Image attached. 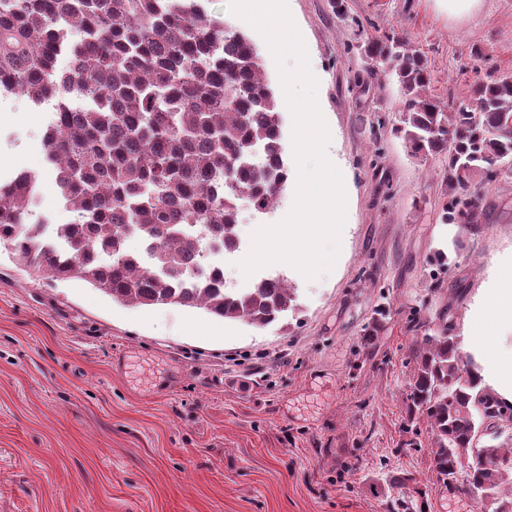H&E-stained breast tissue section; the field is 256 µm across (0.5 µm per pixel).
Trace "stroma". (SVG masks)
<instances>
[{"instance_id":"obj_1","label":"stroma","mask_w":512,"mask_h":512,"mask_svg":"<svg viewBox=\"0 0 512 512\" xmlns=\"http://www.w3.org/2000/svg\"><path fill=\"white\" fill-rule=\"evenodd\" d=\"M319 80L328 155L348 179L342 249L296 307L258 329L177 305L131 307L81 280H34L0 247V512H496L449 496L425 419L406 393L421 317L448 310L467 362L468 321L512 263V183L487 187L480 233L440 220L447 164L409 155L395 82L368 85L362 43L406 35L432 92L468 103L477 79L512 74V0L449 15L439 0H288ZM248 34L274 93L265 41ZM49 104L0 95V175L44 167ZM136 351L126 374L110 358Z\"/></svg>"}]
</instances>
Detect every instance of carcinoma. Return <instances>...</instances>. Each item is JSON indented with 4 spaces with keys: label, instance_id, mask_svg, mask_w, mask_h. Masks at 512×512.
<instances>
[{
    "label": "carcinoma",
    "instance_id": "carcinoma-1",
    "mask_svg": "<svg viewBox=\"0 0 512 512\" xmlns=\"http://www.w3.org/2000/svg\"><path fill=\"white\" fill-rule=\"evenodd\" d=\"M361 50L372 80L399 86L394 133L407 151L448 160L443 221L482 223L485 186L512 178L501 168L512 162V74L475 82L472 104L450 108L405 36L367 39ZM1 91L53 106L41 146L63 207L78 216L54 227L62 250L43 248L32 220L42 173L0 179V246L35 279L82 280L125 306L176 304L257 328L294 309L282 278L241 293L194 269L202 242L236 248L240 203L269 213L288 181L261 58L202 0H0ZM129 227L147 266L126 248ZM447 316L413 353L410 414L430 425L442 479L463 473L466 493L486 484L499 494L512 489V455L473 440L512 423V404L464 363Z\"/></svg>",
    "mask_w": 512,
    "mask_h": 512
}]
</instances>
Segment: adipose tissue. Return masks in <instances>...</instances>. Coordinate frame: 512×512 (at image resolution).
I'll list each match as a JSON object with an SVG mask.
<instances>
[{"instance_id":"obj_1","label":"adipose tissue","mask_w":512,"mask_h":512,"mask_svg":"<svg viewBox=\"0 0 512 512\" xmlns=\"http://www.w3.org/2000/svg\"><path fill=\"white\" fill-rule=\"evenodd\" d=\"M512 328V269L504 271L495 288L489 289L471 327V342L481 354V377L505 400L512 401V349L499 338Z\"/></svg>"}]
</instances>
